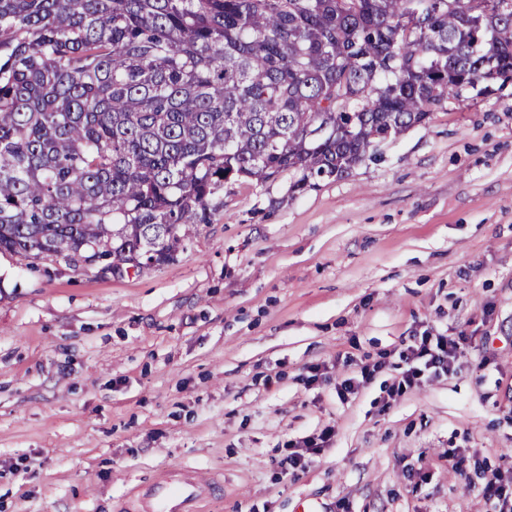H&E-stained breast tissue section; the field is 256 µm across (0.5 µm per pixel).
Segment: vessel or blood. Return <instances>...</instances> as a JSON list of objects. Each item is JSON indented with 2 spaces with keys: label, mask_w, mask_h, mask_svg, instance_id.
Returning a JSON list of instances; mask_svg holds the SVG:
<instances>
[{
  "label": "vessel or blood",
  "mask_w": 512,
  "mask_h": 512,
  "mask_svg": "<svg viewBox=\"0 0 512 512\" xmlns=\"http://www.w3.org/2000/svg\"><path fill=\"white\" fill-rule=\"evenodd\" d=\"M208 489V482L195 473L174 470L143 492L137 512H196Z\"/></svg>",
  "instance_id": "obj_1"
}]
</instances>
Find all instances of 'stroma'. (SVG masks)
<instances>
[{"instance_id": "35a3bbf8", "label": "stroma", "mask_w": 512, "mask_h": 512, "mask_svg": "<svg viewBox=\"0 0 512 512\" xmlns=\"http://www.w3.org/2000/svg\"><path fill=\"white\" fill-rule=\"evenodd\" d=\"M291 182L226 183L150 269L0 254V512H130L179 468L211 482L204 512H487L484 475L512 479V85ZM425 332L469 336L461 368L389 401ZM384 364V361L379 360L372 364L363 365L357 377L344 379L336 386L338 396L345 399L348 394L355 393L358 386L371 381L376 373L383 368Z\"/></svg>"}]
</instances>
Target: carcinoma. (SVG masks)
<instances>
[{"mask_svg": "<svg viewBox=\"0 0 512 512\" xmlns=\"http://www.w3.org/2000/svg\"><path fill=\"white\" fill-rule=\"evenodd\" d=\"M0 0V253L170 263L229 181L340 179L512 80V0Z\"/></svg>", "mask_w": 512, "mask_h": 512, "instance_id": "cac0c4a2", "label": "carcinoma"}]
</instances>
